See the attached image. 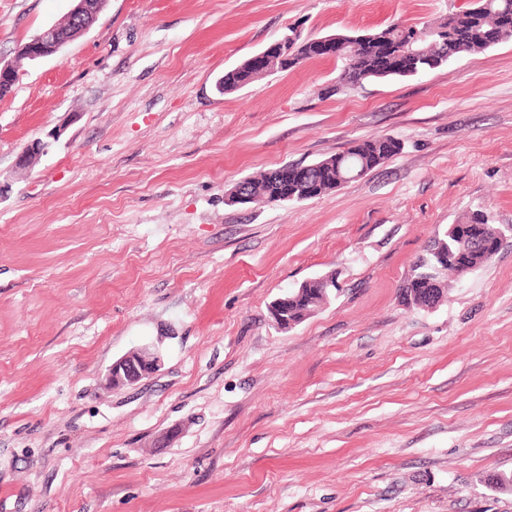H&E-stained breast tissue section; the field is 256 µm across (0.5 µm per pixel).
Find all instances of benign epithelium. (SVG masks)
I'll return each instance as SVG.
<instances>
[{
  "mask_svg": "<svg viewBox=\"0 0 512 512\" xmlns=\"http://www.w3.org/2000/svg\"><path fill=\"white\" fill-rule=\"evenodd\" d=\"M97 0H75V6L62 23L45 28L31 41L17 48L20 57L36 61L57 55L70 41V35L76 31H84L91 26L92 18L100 9ZM295 39L289 35L259 51L246 61V66L261 73H268L270 56L273 49L288 51V42ZM18 78V68L13 61L0 59V91L10 89ZM312 166L295 164L288 168V179L312 191L307 186ZM466 238H461L457 246L438 255L444 264L457 267L462 273L472 270V253L469 251ZM336 289V279L332 274L312 279V284L301 285L285 292L272 302L271 309L278 326L288 329L304 321L311 312L312 295L331 294ZM163 364L161 351L153 346L144 345L136 348L112 362L106 374V383L116 389L133 387L143 379L156 373Z\"/></svg>",
  "mask_w": 512,
  "mask_h": 512,
  "instance_id": "1",
  "label": "benign epithelium"
}]
</instances>
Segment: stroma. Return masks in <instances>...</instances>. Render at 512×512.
<instances>
[{
    "mask_svg": "<svg viewBox=\"0 0 512 512\" xmlns=\"http://www.w3.org/2000/svg\"><path fill=\"white\" fill-rule=\"evenodd\" d=\"M471 2L108 0L20 62L0 97V512H512L492 481L512 474V238L437 306L399 297L448 225H512V41L355 88L336 59L216 87L290 30ZM72 6L0 0V58ZM385 136L400 151L332 192L225 200ZM329 272L338 292L278 328L272 301ZM146 344L160 371L109 388ZM285 166L287 165L244 179L240 185L238 183L231 189L228 200L235 203H244L246 198L244 191L249 196L247 203L280 201L286 188L280 171Z\"/></svg>",
    "mask_w": 512,
    "mask_h": 512,
    "instance_id": "obj_1",
    "label": "stroma"
}]
</instances>
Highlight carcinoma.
<instances>
[{
    "label": "carcinoma",
    "mask_w": 512,
    "mask_h": 512,
    "mask_svg": "<svg viewBox=\"0 0 512 512\" xmlns=\"http://www.w3.org/2000/svg\"><path fill=\"white\" fill-rule=\"evenodd\" d=\"M504 12H512V0H475V4L465 10L448 15V19L436 27L419 29V37L407 40L405 28L390 25L372 33L360 36H344L343 70L340 82L349 86H358L367 80L385 78H405L413 73L405 71L395 61L391 67L379 72L375 69L374 58L377 52L387 45L395 44L406 48L417 56L426 66L437 68L449 60L466 53L486 50L494 45L512 41V31L500 27L499 18ZM288 63L278 59L273 68L285 71L303 61L318 59L316 40H298L290 52ZM257 75L241 65L224 72V91H234L251 83ZM401 149L398 140L386 136L382 138L353 142L345 151L317 161L322 166L318 174V195L329 193L358 174H366L378 167ZM248 194V202H276L285 194L297 197L295 189H285L280 169L263 172L247 178L240 183ZM483 225L482 235L493 239L499 230L485 219L470 214L455 224V228L465 232L472 224Z\"/></svg>",
    "instance_id": "obj_1"
}]
</instances>
